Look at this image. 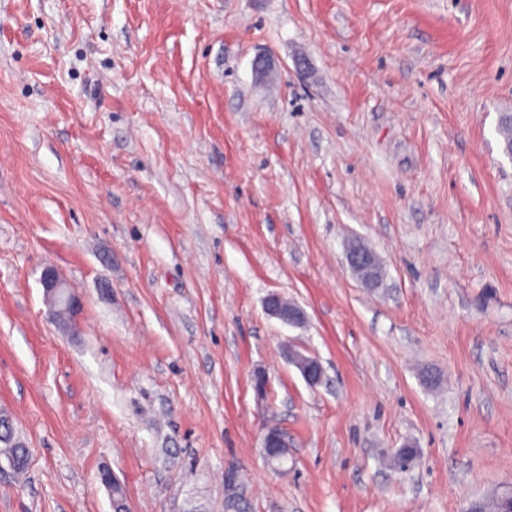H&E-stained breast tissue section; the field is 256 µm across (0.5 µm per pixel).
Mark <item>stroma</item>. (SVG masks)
<instances>
[{
  "label": "stroma",
  "mask_w": 512,
  "mask_h": 512,
  "mask_svg": "<svg viewBox=\"0 0 512 512\" xmlns=\"http://www.w3.org/2000/svg\"><path fill=\"white\" fill-rule=\"evenodd\" d=\"M505 114L512 0H0V411L30 450L0 512H112L104 466L132 512H468L512 486ZM346 260L359 281L366 288L378 287L379 281L377 280H380L382 275L381 265L374 252H372L370 258V250L367 246L359 241L350 242L346 249ZM367 271L377 280L371 279L366 274ZM49 318L76 327L81 308L80 297L58 275L53 267H44L40 277ZM267 313L285 324L296 326L304 323L306 314L294 302L288 301L279 293H271L265 300ZM288 359L299 370L309 385L315 386L322 381L324 369L316 357L305 355L296 350H290L288 352ZM263 448L269 449V454L266 457L271 462H278L279 465H282L284 461L287 460L288 456V444L284 435L276 430L272 429L267 432L264 439Z\"/></svg>",
  "instance_id": "stroma-1"
}]
</instances>
